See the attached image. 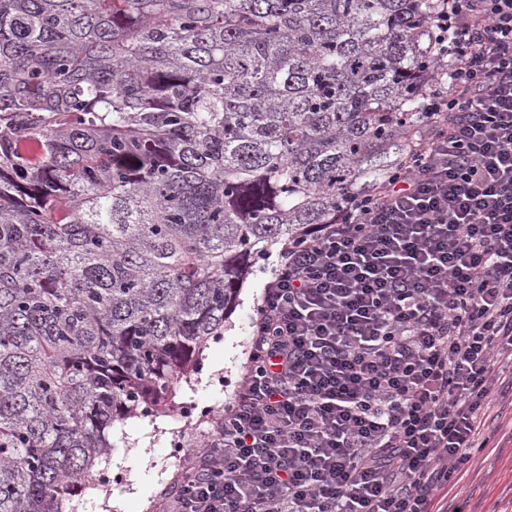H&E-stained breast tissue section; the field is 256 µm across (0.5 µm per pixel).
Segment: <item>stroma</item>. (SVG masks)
<instances>
[{
	"mask_svg": "<svg viewBox=\"0 0 512 512\" xmlns=\"http://www.w3.org/2000/svg\"><path fill=\"white\" fill-rule=\"evenodd\" d=\"M274 245L244 280L238 301L224 324V333L209 341L202 371L177 385L175 403L212 408L206 422L192 427L178 410L150 418L131 417L112 428V452L106 463L119 483L111 491H84L66 501L64 512H161L166 494L175 490L192 455L207 440L224 408L230 406L249 370L252 323L283 251ZM486 426L494 430L496 445L474 451L470 467L444 500L454 512H512V397L498 396Z\"/></svg>",
	"mask_w": 512,
	"mask_h": 512,
	"instance_id": "stroma-1",
	"label": "stroma"
}]
</instances>
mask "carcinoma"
<instances>
[{
  "label": "carcinoma",
  "instance_id": "cac0c4a2",
  "mask_svg": "<svg viewBox=\"0 0 512 512\" xmlns=\"http://www.w3.org/2000/svg\"><path fill=\"white\" fill-rule=\"evenodd\" d=\"M439 7L0 0V512L96 487L252 263L397 171Z\"/></svg>",
  "mask_w": 512,
  "mask_h": 512
}]
</instances>
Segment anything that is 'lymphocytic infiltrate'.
Returning <instances> with one entry per match:
<instances>
[{
    "mask_svg": "<svg viewBox=\"0 0 512 512\" xmlns=\"http://www.w3.org/2000/svg\"><path fill=\"white\" fill-rule=\"evenodd\" d=\"M429 138L289 247L163 512H442L512 391V0H445Z\"/></svg>",
    "mask_w": 512,
    "mask_h": 512,
    "instance_id": "1",
    "label": "lymphocytic infiltrate"
}]
</instances>
